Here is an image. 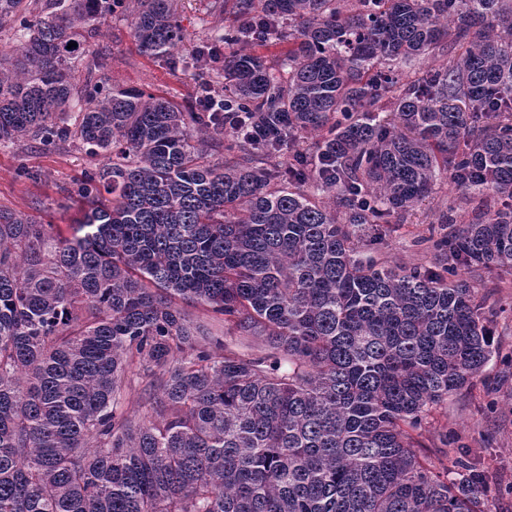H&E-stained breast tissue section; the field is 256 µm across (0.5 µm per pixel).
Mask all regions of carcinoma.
Segmentation results:
<instances>
[{
  "mask_svg": "<svg viewBox=\"0 0 512 512\" xmlns=\"http://www.w3.org/2000/svg\"><path fill=\"white\" fill-rule=\"evenodd\" d=\"M176 2L0 0V144L104 158L70 237L0 208V512H486L420 437L495 352L458 269L512 270V0H213L224 111L105 87L107 19L172 55ZM442 172L453 265L363 257Z\"/></svg>",
  "mask_w": 512,
  "mask_h": 512,
  "instance_id": "1",
  "label": "carcinoma"
}]
</instances>
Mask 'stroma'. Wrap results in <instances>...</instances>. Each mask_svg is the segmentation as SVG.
Here are the masks:
<instances>
[{"mask_svg":"<svg viewBox=\"0 0 512 512\" xmlns=\"http://www.w3.org/2000/svg\"><path fill=\"white\" fill-rule=\"evenodd\" d=\"M211 0H182L179 23L184 40L173 56H149L137 47L128 23L109 18L105 34L92 46L105 62L109 82L138 88L183 104L193 101L198 83L195 71L183 68L185 57L195 54L209 27L217 20ZM93 161L75 143L57 146L13 148L0 146V208L41 217L56 224L63 236H71L83 203L77 194L85 168ZM36 172L28 179L24 170ZM450 192L447 175H440L433 194L408 218L393 224L384 250L398 264H446L443 253L416 246L433 218L437 205ZM464 280L483 298L490 310L496 352L483 370L487 381L465 387L438 406L426 427L425 455L441 457V433L456 432V451L488 477V512H512V275L499 271H467Z\"/></svg>","mask_w":512,"mask_h":512,"instance_id":"obj_1","label":"stroma"}]
</instances>
